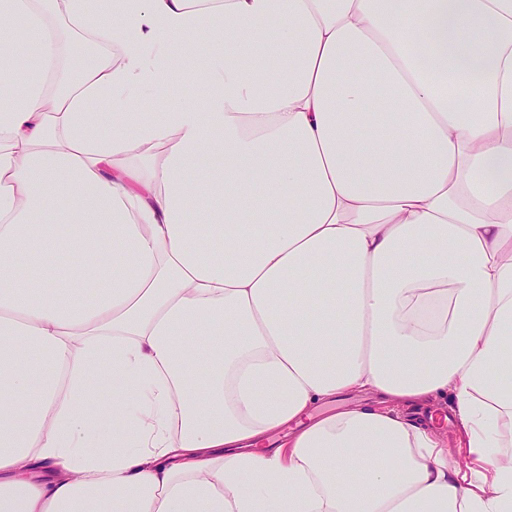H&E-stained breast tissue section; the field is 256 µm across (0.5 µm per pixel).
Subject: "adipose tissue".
Segmentation results:
<instances>
[{
	"label": "adipose tissue",
	"instance_id": "1",
	"mask_svg": "<svg viewBox=\"0 0 512 512\" xmlns=\"http://www.w3.org/2000/svg\"><path fill=\"white\" fill-rule=\"evenodd\" d=\"M511 340L512 0H0V512H512ZM452 405H453V403L449 398H446V400H443V402L441 403L442 411L444 412L445 415L447 414L449 417L448 426L444 427L443 431H444L445 440L448 444L447 448L448 449L452 448L453 453L456 456L460 457L461 454L458 452V450H459V448L464 447L463 446L464 443H463L462 435L459 432V430L457 429L456 424H455Z\"/></svg>",
	"mask_w": 512,
	"mask_h": 512
}]
</instances>
